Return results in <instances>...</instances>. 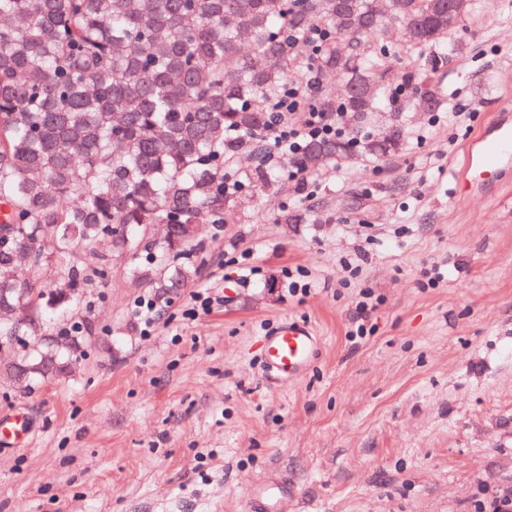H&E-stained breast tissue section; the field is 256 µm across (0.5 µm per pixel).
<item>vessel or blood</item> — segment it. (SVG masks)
<instances>
[{
    "label": "vessel or blood",
    "mask_w": 512,
    "mask_h": 512,
    "mask_svg": "<svg viewBox=\"0 0 512 512\" xmlns=\"http://www.w3.org/2000/svg\"><path fill=\"white\" fill-rule=\"evenodd\" d=\"M512 166V122L501 118L492 128L482 132L467 153L458 183L464 189L486 185L502 179ZM264 359L278 376L291 380L302 376L317 357L320 340L309 325L286 320L265 337ZM288 494V485L277 477L258 479L250 493V512H278L279 504Z\"/></svg>",
    "instance_id": "vessel-or-blood-1"
}]
</instances>
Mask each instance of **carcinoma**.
Returning <instances> with one entry per match:
<instances>
[{"instance_id":"1","label":"carcinoma","mask_w":512,"mask_h":512,"mask_svg":"<svg viewBox=\"0 0 512 512\" xmlns=\"http://www.w3.org/2000/svg\"><path fill=\"white\" fill-rule=\"evenodd\" d=\"M473 0H0V336L32 342L4 366L35 390L65 370L44 322L108 279L106 239L137 261L136 278L171 302L196 271L182 224H217L246 202L224 194L229 137L264 154L266 102L305 72L302 36L325 32L313 63L317 112L347 113L352 139H314L286 164L317 172L362 150L395 151L402 128L377 131L372 113L390 59H367V40L397 32L405 47L452 32ZM253 191L273 178L264 164L240 172ZM168 224L167 236H144Z\"/></svg>"}]
</instances>
